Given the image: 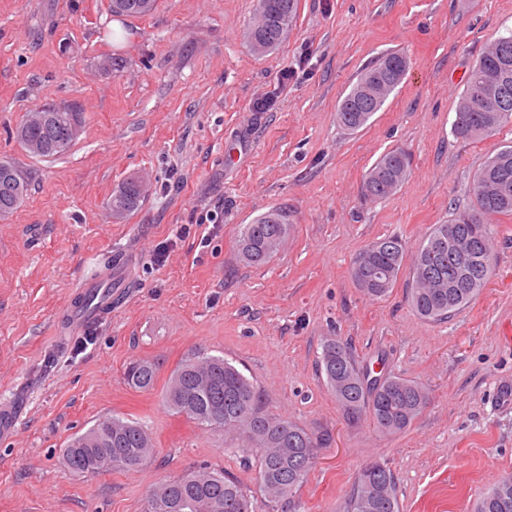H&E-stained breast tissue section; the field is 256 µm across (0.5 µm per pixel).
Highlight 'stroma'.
<instances>
[{
    "instance_id": "35a3bbf8",
    "label": "stroma",
    "mask_w": 512,
    "mask_h": 512,
    "mask_svg": "<svg viewBox=\"0 0 512 512\" xmlns=\"http://www.w3.org/2000/svg\"><path fill=\"white\" fill-rule=\"evenodd\" d=\"M255 8L157 0L150 15L116 19L109 0H0V160L32 178L22 206L0 217V407L24 406L15 436L0 439V512H145L156 486L203 465L237 477L266 512L241 441L164 402L172 371L199 351L239 366L269 411L324 438L299 512H347L374 460L395 474L400 512H473L512 475V406L500 400L512 390V215L493 222V276L447 321L411 310L410 269L381 299L351 276L382 236L415 253L512 145V122L476 141L452 133L471 67L512 31V0H298L287 38L263 55L246 39ZM116 24L124 41L112 39ZM389 52L408 61L401 84L366 126L341 129L338 106ZM265 98L271 108L258 109ZM70 102L85 118L77 141L52 158L28 154L16 127ZM395 147L411 156L407 179L367 199V172ZM135 173L146 178L140 205L113 217L110 199ZM275 208L288 215L286 244L243 266L242 225ZM115 258L128 284L111 311L68 325L77 283ZM330 336L371 375L428 392L406 431L344 418L318 367ZM139 359L159 366L146 391L124 381ZM112 414L146 424L152 456L135 471L68 470L67 441Z\"/></svg>"
}]
</instances>
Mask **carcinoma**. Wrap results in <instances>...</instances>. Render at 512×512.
<instances>
[{
  "label": "carcinoma",
  "mask_w": 512,
  "mask_h": 512,
  "mask_svg": "<svg viewBox=\"0 0 512 512\" xmlns=\"http://www.w3.org/2000/svg\"><path fill=\"white\" fill-rule=\"evenodd\" d=\"M156 0H125L121 13L141 17L151 13ZM298 0H257L256 21L248 27L249 43L269 51L283 41L297 14ZM407 69L406 58L389 52L366 67L337 111L338 123L347 131H357L385 105L401 83ZM501 97L488 107L485 100ZM61 123L42 126L33 119L16 128L22 147L39 140L46 145L43 156L67 150L76 137L70 132L68 117L84 123L76 104L42 106ZM512 119V32L493 39L472 67L458 101L453 134L463 140L479 139ZM409 155L395 148L384 153L366 174L363 188L367 197L383 199L405 180ZM28 192V178L9 192L0 191V216L17 210ZM473 203L458 213L450 224H436L418 249L411 264L409 300L423 320L441 322L469 304L492 274V231L488 219L512 213V145L499 150L477 170L473 182ZM141 188L129 176L113 193L109 208L122 216L139 206ZM483 208L482 221H473ZM457 228L460 239L474 245L473 256L484 267V274L466 284L457 276L460 244L453 242L434 254V266L425 262V251L448 226ZM290 224L279 210H271L254 223L243 225L238 239L241 261L250 266L265 264L288 237ZM366 265L352 264L351 276L357 286L374 298L388 294L406 262L402 239L386 235L361 253ZM319 368L328 391L351 423L368 421L384 434L408 428L429 402L428 393L416 383L394 376L371 378L359 365L350 348L339 340H327L319 357ZM157 367L146 360L126 367L124 380L136 390L153 388ZM168 406L192 422L222 428L239 435L247 448L258 449L256 479L267 498L271 512H292L297 508L295 493L302 486L314 459L315 449L324 445L315 436L288 419L266 409L264 395L238 366L230 361L200 353L182 362L173 371L165 391ZM152 440L146 427L120 416H106L85 432L70 439L63 450V463L80 474L140 468L152 453ZM193 504L192 512H256L250 490L222 470H195L158 486L147 501L146 512H184L182 503ZM347 512H400L399 489L391 469L374 461L359 473ZM477 512H512V476L498 481L480 500Z\"/></svg>",
  "instance_id": "1"
}]
</instances>
